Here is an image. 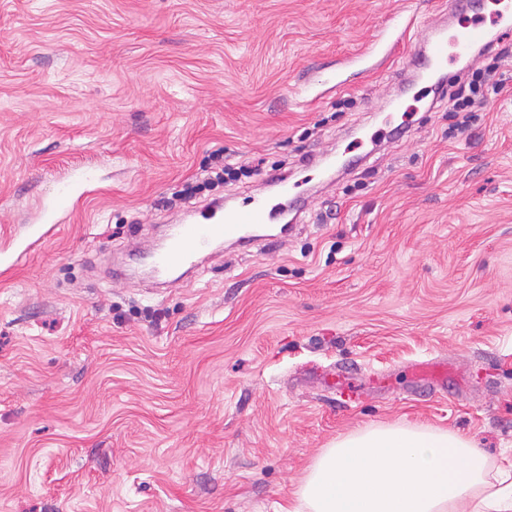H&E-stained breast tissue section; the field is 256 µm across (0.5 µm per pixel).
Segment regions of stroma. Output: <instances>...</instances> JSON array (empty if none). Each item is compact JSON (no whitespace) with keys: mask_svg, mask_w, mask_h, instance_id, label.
<instances>
[{"mask_svg":"<svg viewBox=\"0 0 512 512\" xmlns=\"http://www.w3.org/2000/svg\"><path fill=\"white\" fill-rule=\"evenodd\" d=\"M454 0H0V512H278L339 436L512 448V88L463 132L395 76ZM355 171H304L307 152ZM223 202L311 206L198 273L114 280ZM70 202L61 206V189ZM295 227L279 231L287 220ZM439 360L446 379L413 365ZM352 370L349 390L322 375ZM214 166L211 167V171L207 174V177L201 183H187L185 188L181 191L182 200H190L196 198V196L202 191V189L208 188L209 191L214 190L220 186L233 184L238 182L242 177H247L248 169L239 165L234 167L229 164H224V151L218 149L214 155Z\"/></svg>","mask_w":512,"mask_h":512,"instance_id":"stroma-1","label":"stroma"}]
</instances>
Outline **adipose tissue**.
<instances>
[{"label": "adipose tissue", "mask_w": 512, "mask_h": 512, "mask_svg": "<svg viewBox=\"0 0 512 512\" xmlns=\"http://www.w3.org/2000/svg\"><path fill=\"white\" fill-rule=\"evenodd\" d=\"M287 512H512V464L454 431L368 426L314 458Z\"/></svg>", "instance_id": "1"}]
</instances>
